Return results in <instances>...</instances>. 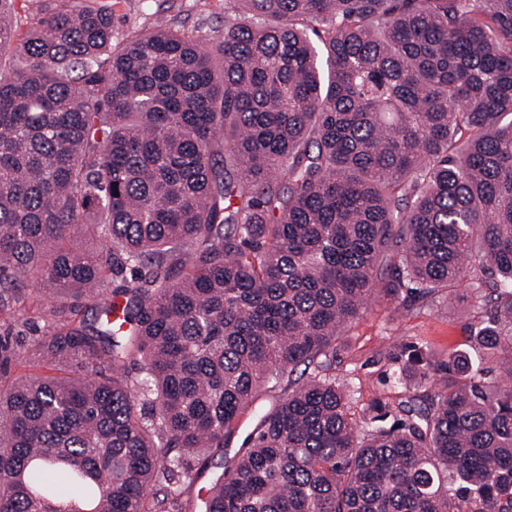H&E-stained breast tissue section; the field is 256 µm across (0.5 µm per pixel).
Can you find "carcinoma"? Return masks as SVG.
I'll use <instances>...</instances> for the list:
<instances>
[{
	"label": "carcinoma",
	"mask_w": 512,
	"mask_h": 512,
	"mask_svg": "<svg viewBox=\"0 0 512 512\" xmlns=\"http://www.w3.org/2000/svg\"><path fill=\"white\" fill-rule=\"evenodd\" d=\"M12 2L0 312L53 305L0 374L78 376L0 391V512H512V0H237L214 51L71 0L21 40ZM458 285L470 353L351 412L341 327ZM73 369L68 365L50 366L38 362H17L11 365L10 372L3 376L2 386L6 388L10 382L20 376H25L32 372L48 373L59 377H69L73 375ZM288 393L287 377L280 387L276 389L261 390L254 402L240 415L238 419L237 429L229 441L226 450L227 456H232L233 453L241 446L244 438L252 433L257 427L260 417L265 411L278 402L279 399Z\"/></svg>",
	"instance_id": "cac0c4a2"
}]
</instances>
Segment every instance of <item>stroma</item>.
I'll return each mask as SVG.
<instances>
[{"label": "stroma", "instance_id": "stroma-1", "mask_svg": "<svg viewBox=\"0 0 512 512\" xmlns=\"http://www.w3.org/2000/svg\"><path fill=\"white\" fill-rule=\"evenodd\" d=\"M111 12L115 39L122 42L149 32L158 22L194 36L214 47L224 28V15L235 0H95ZM480 314L464 291L454 296L436 295L418 301L411 310L394 311L383 300L368 302L336 342L329 358V373L348 384L353 392L354 412H361L375 399L392 400L402 387L394 375L412 350H421L437 366L449 353L468 350L471 324ZM287 386L261 390L240 415L229 441L236 451L257 427L263 413L284 397Z\"/></svg>", "mask_w": 512, "mask_h": 512}]
</instances>
